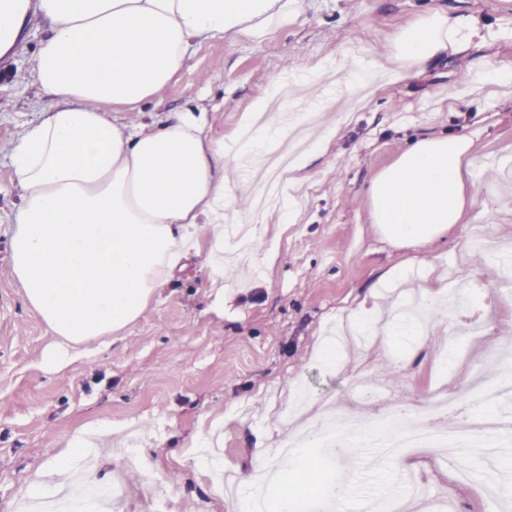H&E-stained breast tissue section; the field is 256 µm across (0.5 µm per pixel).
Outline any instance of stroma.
Returning <instances> with one entry per match:
<instances>
[{"instance_id": "1", "label": "stroma", "mask_w": 512, "mask_h": 512, "mask_svg": "<svg viewBox=\"0 0 512 512\" xmlns=\"http://www.w3.org/2000/svg\"><path fill=\"white\" fill-rule=\"evenodd\" d=\"M437 3L474 17L465 49L424 59L407 74H380L361 105L320 111L319 122L340 132L283 183V197L299 204L293 223L269 213L252 258L225 269L223 313L213 309L205 254L191 256L122 335L100 338L57 371L42 363L57 338L25 305L10 263L19 204L10 153L51 102L33 75L43 28L18 40L0 74V512H33L28 482L54 484L55 457L99 424L114 430L112 451H88L99 476L133 489L155 481L152 503L133 496L123 512H239L234 499L212 494L195 452L215 422L223 424L217 452L234 474L250 468L259 445L288 439L281 412L298 385L337 393L349 373L369 377L378 396L357 409L368 425L396 400L464 385L479 397L495 379L512 377V305L493 291L512 281V83L487 80L489 67L512 71V0H300L297 16L264 36L203 40L153 101L109 117L135 125L200 105L211 136L225 138L275 81H302V96H311L328 64L341 79L366 75L393 50L394 35ZM447 132L469 135L481 161L474 207L440 242L394 248L369 221L364 187L409 139ZM399 266L409 281L402 288L383 279ZM452 272L475 284L469 305L485 315L490 334L460 328L448 351L439 325L391 344L362 337L341 365L323 353L330 323L360 302L417 307L420 287L447 284ZM132 446L142 467L115 454ZM405 460L417 462L422 482L450 497L456 512H512L488 501L479 476L457 480L437 453L407 448L393 458Z\"/></svg>"}]
</instances>
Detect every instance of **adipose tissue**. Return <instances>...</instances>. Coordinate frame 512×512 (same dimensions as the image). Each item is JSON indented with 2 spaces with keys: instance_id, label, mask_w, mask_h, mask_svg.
I'll list each match as a JSON object with an SVG mask.
<instances>
[{
  "instance_id": "obj_1",
  "label": "adipose tissue",
  "mask_w": 512,
  "mask_h": 512,
  "mask_svg": "<svg viewBox=\"0 0 512 512\" xmlns=\"http://www.w3.org/2000/svg\"><path fill=\"white\" fill-rule=\"evenodd\" d=\"M297 0H0V57L23 28L45 26L34 77L53 103L11 153L20 208L12 273L25 304L58 336L43 359L59 368L71 349L119 335L190 251H206L216 298L224 268L250 253L256 231L230 245L241 223L239 162L280 150L293 129L256 101L240 129L218 141L207 112L161 121L109 120L112 104L141 109L187 65L204 38L263 35ZM469 17L439 5L397 32L379 71L463 46ZM479 160L464 134L411 139L365 187L369 220L395 247L432 244L462 223Z\"/></svg>"
}]
</instances>
